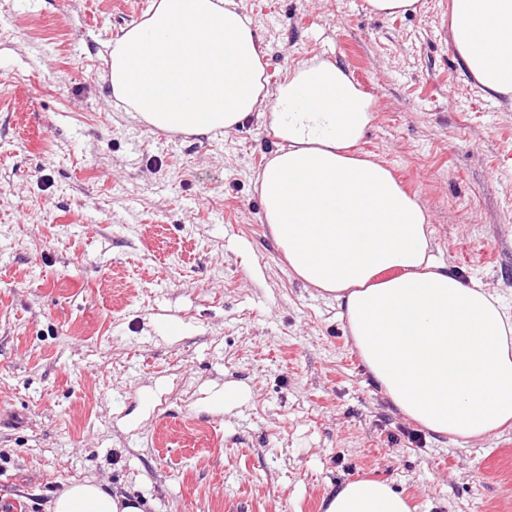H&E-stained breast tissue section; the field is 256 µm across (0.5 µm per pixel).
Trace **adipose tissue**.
Returning a JSON list of instances; mask_svg holds the SVG:
<instances>
[{"mask_svg": "<svg viewBox=\"0 0 512 512\" xmlns=\"http://www.w3.org/2000/svg\"><path fill=\"white\" fill-rule=\"evenodd\" d=\"M455 51L481 90L512 95V0H451ZM112 94L160 131L205 134L263 117L280 145L257 178L263 218L293 274L334 299L371 380L405 418L478 439L512 422V315L432 253L425 209L353 149L370 97L338 64H296L268 92L251 20L235 0H155L111 51ZM49 512H142L93 479ZM325 512H410L384 481L332 493Z\"/></svg>", "mask_w": 512, "mask_h": 512, "instance_id": "1", "label": "adipose tissue"}]
</instances>
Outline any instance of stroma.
<instances>
[{"mask_svg": "<svg viewBox=\"0 0 512 512\" xmlns=\"http://www.w3.org/2000/svg\"><path fill=\"white\" fill-rule=\"evenodd\" d=\"M236 3L268 90L331 49L372 100L357 153L421 202L438 260L512 311V97L458 59L448 0ZM142 16L0 0V506L46 512L92 478L144 512H324L375 478L411 512H512V424L453 440L405 419L335 300L288 269L255 184L279 146L263 120L187 135L117 106L112 41ZM223 384L249 400L224 413ZM371 12L390 16L416 10L418 0H367Z\"/></svg>", "mask_w": 512, "mask_h": 512, "instance_id": "obj_1", "label": "stroma"}]
</instances>
